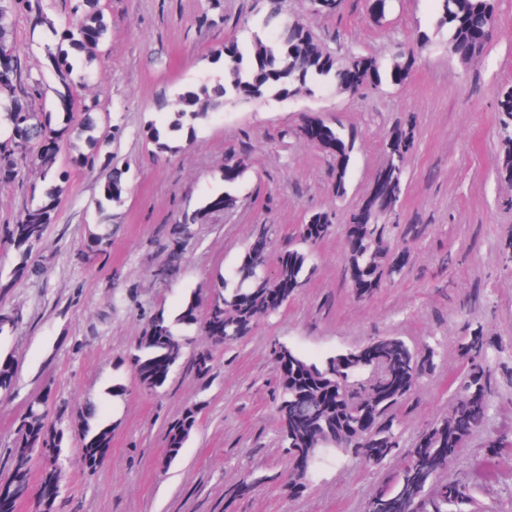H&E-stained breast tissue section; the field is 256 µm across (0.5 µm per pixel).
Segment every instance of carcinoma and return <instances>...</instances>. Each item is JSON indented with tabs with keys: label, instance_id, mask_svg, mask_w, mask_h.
Returning a JSON list of instances; mask_svg holds the SVG:
<instances>
[{
	"label": "carcinoma",
	"instance_id": "1",
	"mask_svg": "<svg viewBox=\"0 0 512 512\" xmlns=\"http://www.w3.org/2000/svg\"><path fill=\"white\" fill-rule=\"evenodd\" d=\"M32 15V26L44 32L50 43L45 46L44 68L53 77L50 86V108L39 110L32 102L44 98L43 81L23 75L18 60L0 65V183L18 184L26 181L29 172L39 175L45 188L34 196L14 224H5V243L14 252V264L7 282L0 289L38 274L32 263L33 251L45 240L49 224L60 206L69 180L68 170L60 164L68 157L72 167L95 166L99 149L112 143V126L102 123L91 107L80 103L77 90L89 80L79 59L96 57L105 43L108 26L100 8V0H74V22L59 30L44 6H33L31 0H0V48L15 49L11 19L18 12ZM438 26L448 30V53L460 62L473 65L479 61L484 45L477 42V32L497 25L495 0H437ZM427 35L415 38L413 48L396 54L388 77L397 84L407 79L418 56L427 49ZM357 59L336 56L327 50L304 23L293 21L276 30L275 39L254 37L247 46L237 47L234 57H224L223 80L194 84L181 92L175 103L162 101L159 110L166 114L163 127L151 126L146 135L161 158L179 150L175 134L195 132V125L226 104H251L270 95L290 98L298 93L314 94L315 88L331 80L343 92L357 90L341 81L342 69ZM500 115L501 151L498 174L512 181V91L505 92L497 102ZM329 135L342 146V154L333 156L336 184L346 189L353 141L344 129L326 124ZM413 124L399 126L388 133L398 152H386V166L393 170V193L402 197L405 187L404 162L413 145ZM125 170L107 161L100 177L99 212L122 202L126 192ZM364 200L369 206V224L365 225L361 242L346 248V271L355 268L373 284L363 288L359 296L366 298L378 286L383 275H398L402 269L394 265L390 242L392 222L397 207L372 194ZM213 207V197L204 199L183 211L159 247L167 253V261L154 270V277L172 276L181 262L180 243L191 234L192 227L204 222ZM313 222L305 225L302 238L316 244L333 229L331 214L318 211ZM111 242L109 225L102 224L89 233L88 252L107 251ZM310 252L287 249L277 260L274 274L267 273L268 255L246 248L233 275L224 279L208 294H192L184 299L175 316L159 310L150 316L143 333L137 337L130 352L141 387L155 391L162 387L173 368L184 359L191 345L188 331H204V321L211 315L224 317L223 343L248 335L260 321L271 318L269 297L275 294L289 299L303 285L309 267ZM19 324L18 313L0 308V335L12 332ZM377 366L363 365L361 350L338 352L320 362L305 357L281 344L274 352L280 373L277 413L281 422V442L288 461L297 457L306 460L299 472L289 469L291 488L298 492L314 477L321 458L336 453L363 457L376 448L380 458L373 462L382 466L403 454L400 468L392 473L365 504L364 512H448V507L463 500L454 486L437 485L440 473L448 468L457 442L451 425H465L470 432L483 426L492 407L490 379L494 346L483 330L473 329L461 340V348L470 362L466 375L455 387V401L448 418L432 423L409 448L401 449L395 411L411 395L419 381L434 369L435 350L429 346L416 349L397 336H379ZM209 351L196 350L192 367L205 377L210 372ZM16 365L12 358L0 356V393L12 391ZM67 408L50 404V393L32 396L26 412L16 427V441L11 450L13 476L0 483V512H10L11 505L29 495V466L38 453L52 461L42 477V490L36 512H55L57 468L64 429L59 427ZM100 407L86 403L77 411L76 423L82 436L84 458L92 449L108 447L112 429L97 423ZM198 410L190 407L170 426L166 437L164 462H174L196 430Z\"/></svg>",
	"mask_w": 512,
	"mask_h": 512
}]
</instances>
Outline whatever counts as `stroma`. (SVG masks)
Masks as SVG:
<instances>
[{"label": "stroma", "mask_w": 512, "mask_h": 512, "mask_svg": "<svg viewBox=\"0 0 512 512\" xmlns=\"http://www.w3.org/2000/svg\"><path fill=\"white\" fill-rule=\"evenodd\" d=\"M100 6L108 35L101 55L85 65L90 80L79 97L119 128L103 154L126 166V193L111 210L107 252L81 259L99 222L100 171L72 170L45 242L32 255L42 275L0 296V305L21 315L16 332L0 336V354L17 367L11 395L0 398V479L11 474L7 457L28 399L47 390L68 407L58 512H364L386 471L355 456L326 461L305 489L288 491L275 348L286 344L321 360L377 336L433 346L434 371L398 411L407 443L448 415L453 382L465 371L459 342L479 327L499 345L493 407L484 430L457 448L441 480L465 484L466 512H512V267L501 262L502 245L512 240V182L496 170V104L512 86V0H496L498 27L474 65L449 55L434 0H395L380 22L365 0H343L339 10L320 14L310 0H284L285 19L305 21L341 55L360 52L386 67L415 35L427 34L431 45L402 84L348 94L327 82L311 96L229 104L197 125L179 152L161 159L146 136L157 100L223 79L225 42L249 37L265 0H100ZM13 28L22 66L51 83L44 36L21 13ZM410 119L415 139L405 159L399 221L427 231L412 243L395 240L407 253L403 274L355 298L344 273L345 241L334 233L314 246L310 272L287 305L235 344L212 348L207 377L186 359L161 388L144 391L129 354L148 314L176 313L191 293H206L230 276L260 225L271 228L273 257L300 247L301 226L314 212L332 213L342 225L387 162L385 137ZM313 120L337 123L355 140L344 197L334 192L329 154L300 134ZM236 161L246 168L236 207L196 225L183 243L179 273L156 281L152 271L166 261L159 239L182 209L223 191L224 167ZM88 401L105 405L112 428V447L93 467L72 427ZM194 405L202 408L198 428L176 461L161 467L168 427ZM491 435L505 442L493 457L486 448ZM488 458L493 471L483 478Z\"/></svg>", "instance_id": "1"}]
</instances>
